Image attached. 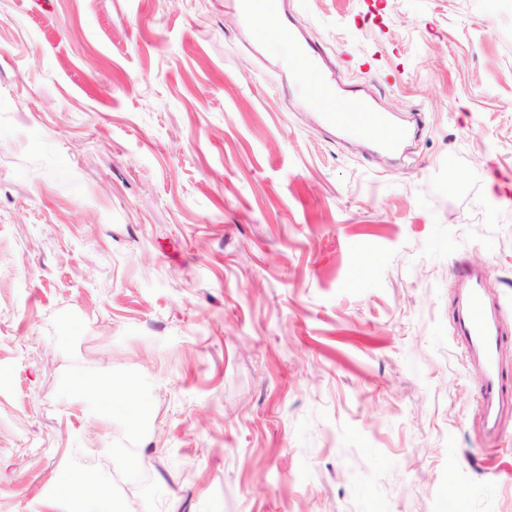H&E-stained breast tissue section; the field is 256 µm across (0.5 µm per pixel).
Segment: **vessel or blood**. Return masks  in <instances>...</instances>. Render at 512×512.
<instances>
[{
  "instance_id": "b4317fda",
  "label": "vessel or blood",
  "mask_w": 512,
  "mask_h": 512,
  "mask_svg": "<svg viewBox=\"0 0 512 512\" xmlns=\"http://www.w3.org/2000/svg\"><path fill=\"white\" fill-rule=\"evenodd\" d=\"M254 40L269 39L273 32L293 34L283 17L279 0H236ZM290 62L301 72L310 100L319 102L324 123L337 134L396 155L418 134L411 121L395 120L377 111L369 100H354L340 78L326 65V53L319 44L294 40ZM454 283L460 290L456 329L473 356L480 374L477 388L484 413L512 397L502 374L501 352L507 332L498 311L485 296L483 273L468 263L456 264Z\"/></svg>"
}]
</instances>
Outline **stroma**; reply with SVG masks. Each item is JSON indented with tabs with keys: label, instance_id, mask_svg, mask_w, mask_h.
Segmentation results:
<instances>
[{
	"label": "stroma",
	"instance_id": "stroma-1",
	"mask_svg": "<svg viewBox=\"0 0 512 512\" xmlns=\"http://www.w3.org/2000/svg\"><path fill=\"white\" fill-rule=\"evenodd\" d=\"M286 2L400 158L224 0H0V512H512L452 281L512 329V0ZM91 395L99 399L112 398L115 393H121L126 399L136 397V387L132 382L117 381L112 378H107L93 384L88 388Z\"/></svg>",
	"mask_w": 512,
	"mask_h": 512
}]
</instances>
